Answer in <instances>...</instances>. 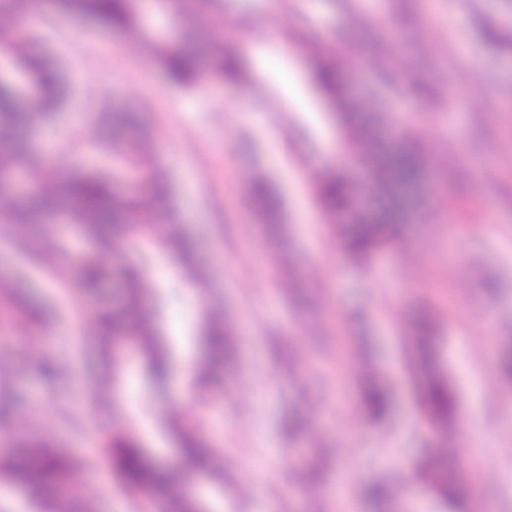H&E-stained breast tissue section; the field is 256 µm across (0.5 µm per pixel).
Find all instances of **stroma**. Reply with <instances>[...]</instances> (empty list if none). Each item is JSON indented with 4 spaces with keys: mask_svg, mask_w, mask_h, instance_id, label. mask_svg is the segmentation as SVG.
<instances>
[{
    "mask_svg": "<svg viewBox=\"0 0 512 512\" xmlns=\"http://www.w3.org/2000/svg\"><path fill=\"white\" fill-rule=\"evenodd\" d=\"M195 27L240 40L255 92L239 107L231 85L170 84L152 52L129 35L75 18H54L45 43L69 68L73 110L41 141L58 180L79 168L113 167L103 148L87 151L102 104L141 113L173 175L177 201L194 235L206 278L184 290L179 264L155 254L144 271L168 300L159 330L174 344L177 373L164 393L141 378L134 337L112 344L119 367L112 398L97 384L104 362L96 334L61 331L48 346L0 328V389L19 413L43 409L44 433L70 455L89 461L81 477L102 512H151L106 467L95 464L93 434L133 430L155 458H180L165 418L171 407L194 417L202 435L223 449V486L197 476L194 488L212 512H449L413 474L437 443L419 424L418 377L408 369L411 320L421 310L439 321L435 361L456 396L454 428H465L470 507L512 512V381L496 376L500 352L512 348V0H215ZM301 31L326 50L378 67L349 79L365 109L396 113L389 144L414 146L425 158L420 178L397 188L399 222L418 266L406 268L385 248L360 263L349 257L325 215L316 176L341 171L352 219L380 201L357 196L370 170L348 142L339 106L310 84L315 65L301 49L283 55L281 41ZM264 177L283 201L281 241L247 203L248 175ZM0 220V275L23 272L28 295L62 305L54 281L12 244ZM223 304L238 328L237 356L224 383L201 395L190 371L202 355L188 321L203 301ZM489 345L471 346L473 336ZM366 350L390 385L394 409L382 422L344 426L361 398L347 366ZM251 383L237 384L238 372ZM305 413L321 435L289 436L286 413ZM332 449L334 477L319 487L295 480L321 448ZM493 465L494 482L476 473ZM391 484L389 510L362 492Z\"/></svg>",
    "mask_w": 512,
    "mask_h": 512,
    "instance_id": "stroma-1",
    "label": "stroma"
}]
</instances>
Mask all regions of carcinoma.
<instances>
[{"label": "carcinoma", "instance_id": "obj_1", "mask_svg": "<svg viewBox=\"0 0 512 512\" xmlns=\"http://www.w3.org/2000/svg\"><path fill=\"white\" fill-rule=\"evenodd\" d=\"M53 13L73 16L109 30L135 34L152 51L158 67L171 81L190 88L215 75L226 83L240 87L246 83L241 72V52L216 35L208 43V56L182 44L186 19L204 12L213 0H50ZM42 0H0V18L17 15L11 25L0 24V196L13 198L8 214L10 223L23 235L20 249L33 257L49 274L61 278L60 285L73 294L75 301L95 296L109 274L98 258L122 241L143 240L162 252L177 257L185 276L196 278L203 270L196 263L191 240L184 234L185 221L175 202L172 179L156 152L151 135L137 134L123 142H112L109 149L116 158L128 162L140 172L137 184L123 185L109 170L79 169L61 187L55 186L53 161L37 152L32 137L39 128H51L71 99L72 90L65 64L42 45V30L50 16ZM317 79L324 94L336 99L342 82L343 65L332 58L317 59ZM343 116L354 136L365 146V159L373 168L378 185L385 195L380 212L359 217L338 227L347 251L364 262L385 246L404 247L392 214L397 203L391 189L410 184L421 174L423 158L414 150L392 151L378 131L391 123V117L365 112H345ZM98 127H138L133 112H97ZM24 176L28 190L14 191L10 176ZM251 197L258 212L271 214L273 199L264 181L251 179ZM345 178L334 170L319 174L317 192L325 212L332 218L345 206ZM56 223L54 236L45 233V224ZM79 231L95 252L73 255L64 237ZM141 264L127 260L121 264L123 299L117 306L104 305L84 309L82 320L89 322L99 336L104 360L112 354V340L120 334L139 339L144 356L145 381L161 391L169 371L175 366V354L160 340L158 322L162 311V291L157 284L143 279ZM0 304L11 310L8 325L25 323L38 334L50 336L61 316L53 313L42 318L39 309L0 281ZM201 343L208 358L194 369V383L202 391L214 386L212 362L229 361L234 352L231 331L224 321V306L202 303L200 313ZM437 325L434 319L423 320L409 353V369L420 371L433 351ZM356 373L363 388L364 412L376 418L388 416L393 408L390 386L366 359H361ZM418 407L423 423L439 434L434 456L418 462L417 477L448 503L464 509L465 487L438 461L460 459L453 442L451 423L456 408L455 395L448 376L440 369L426 372ZM169 426L179 441L186 466L224 479V452L205 445L196 422L180 415L169 418ZM100 453L111 470L125 480L131 491L148 499L157 512H198L203 503L184 494V474L165 466L151 464L138 436L127 430L100 432ZM84 462L76 461L58 449L57 443L41 431L39 420L30 419L26 437L17 450L0 455V478L19 486L38 512H93L87 507L91 493L72 485L71 474L80 471ZM327 461L316 462L301 472V481L318 483L327 474Z\"/></svg>", "mask_w": 512, "mask_h": 512}]
</instances>
